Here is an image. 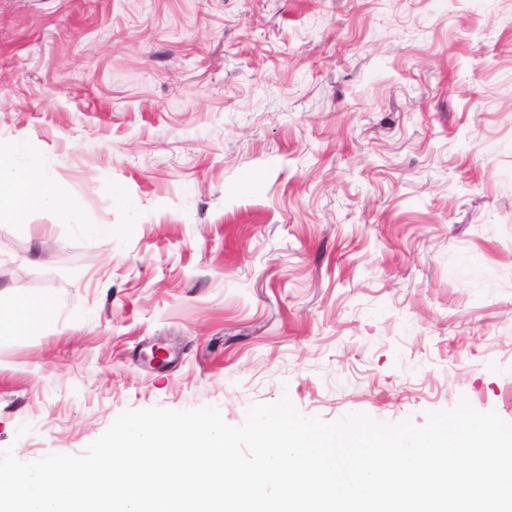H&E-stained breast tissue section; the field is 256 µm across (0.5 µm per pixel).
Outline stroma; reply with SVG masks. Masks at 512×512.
<instances>
[{
	"label": "stroma",
	"instance_id": "1",
	"mask_svg": "<svg viewBox=\"0 0 512 512\" xmlns=\"http://www.w3.org/2000/svg\"><path fill=\"white\" fill-rule=\"evenodd\" d=\"M89 237L0 223V447L124 411L512 422V0H0V142ZM25 435H18L21 426ZM53 306L52 299L34 300L26 296L15 297L10 305L0 307V333L28 336L41 323Z\"/></svg>",
	"mask_w": 512,
	"mask_h": 512
}]
</instances>
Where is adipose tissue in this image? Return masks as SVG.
Instances as JSON below:
<instances>
[{
	"label": "adipose tissue",
	"instance_id": "obj_1",
	"mask_svg": "<svg viewBox=\"0 0 512 512\" xmlns=\"http://www.w3.org/2000/svg\"><path fill=\"white\" fill-rule=\"evenodd\" d=\"M36 210L52 212L60 223L75 225L85 234L107 235L112 231L111 226L88 221L81 198L57 181L53 160L22 140L0 146V223H21ZM52 306V299L47 297H15L7 308H0V333L29 335Z\"/></svg>",
	"mask_w": 512,
	"mask_h": 512
}]
</instances>
